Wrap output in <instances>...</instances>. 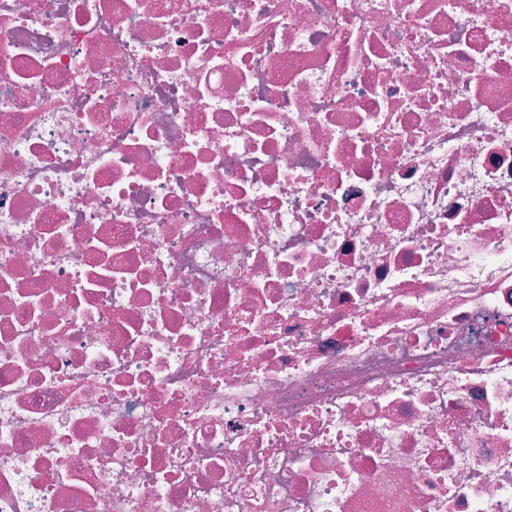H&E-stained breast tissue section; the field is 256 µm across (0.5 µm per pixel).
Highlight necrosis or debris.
I'll return each instance as SVG.
<instances>
[{"label": "necrosis or debris", "instance_id": "obj_1", "mask_svg": "<svg viewBox=\"0 0 512 512\" xmlns=\"http://www.w3.org/2000/svg\"><path fill=\"white\" fill-rule=\"evenodd\" d=\"M0 512H512V0H0Z\"/></svg>", "mask_w": 512, "mask_h": 512}]
</instances>
